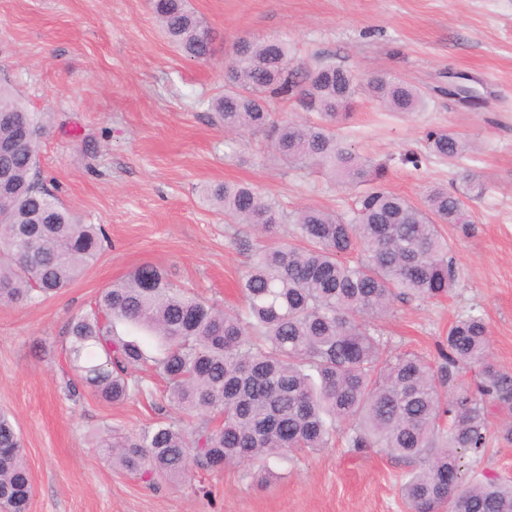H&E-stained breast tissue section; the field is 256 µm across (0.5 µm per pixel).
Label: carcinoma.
<instances>
[{
    "mask_svg": "<svg viewBox=\"0 0 512 512\" xmlns=\"http://www.w3.org/2000/svg\"><path fill=\"white\" fill-rule=\"evenodd\" d=\"M168 42L207 62L216 32L188 0H151ZM391 112L426 107L424 94L395 76L356 78L332 64L303 69L297 48L280 37L245 42L226 65L224 93L211 101L226 132L267 143L295 170L317 171L363 187L349 210L307 205L292 215L248 184L207 190L211 205L261 235L294 225L298 244L258 246L239 288L244 310L221 309L143 265L115 282L90 310L69 319L65 352L74 380L99 400L154 399L142 372L166 381L162 399L197 426L160 418L122 435L97 432L91 443L112 466L144 478L182 483L192 470L258 465L295 450L317 451L348 424L356 451L380 448L409 464L399 492L409 512H512V481H462L466 452L485 454L490 409L512 416V373L490 359L480 314L457 318L440 362L389 355L376 321L398 299L447 297L458 269L443 224L472 223L467 201L484 193L479 174L467 191L427 189L421 203L387 190V165L343 146L336 123L358 91ZM270 98L295 101L316 120H277ZM49 117L32 112L0 85V304L36 305L78 280L100 253L106 231L84 224L44 188L32 144ZM434 154L454 159L467 142L454 132L425 135ZM465 369L473 385L457 384ZM33 485L20 436L0 414V508L28 512Z\"/></svg>",
    "mask_w": 512,
    "mask_h": 512,
    "instance_id": "obj_1",
    "label": "carcinoma"
}]
</instances>
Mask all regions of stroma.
<instances>
[{
    "label": "stroma",
    "instance_id": "stroma-1",
    "mask_svg": "<svg viewBox=\"0 0 512 512\" xmlns=\"http://www.w3.org/2000/svg\"><path fill=\"white\" fill-rule=\"evenodd\" d=\"M220 33L211 62L181 56L163 37L149 0H0V83L51 129L39 144L45 187L109 241L82 278L37 306L0 304V413L18 429L33 482L29 512H407L406 465L379 449L357 452L338 426L332 447L271 459L274 473L230 465L173 485L114 469L90 443L109 428L136 431L158 417L149 401L112 405L67 397L69 319L138 267L161 269L200 298L235 310L237 283L259 241L204 202L205 186L247 183L285 212L307 204L341 210L347 187L273 161L249 136L228 138L207 102L224 90L227 54L240 38L280 36L315 67L333 63L359 79L400 77L428 99L413 115L357 97L336 128L347 147L388 166L385 186L411 201L426 188L455 193L480 173L488 188L470 203L469 229L448 224L459 277L448 299L395 302L379 320L395 353L435 361L458 315L489 324L496 363L512 372V0H191ZM481 94L448 98L449 74ZM461 135L472 151L429 153L427 131ZM417 153L419 166L404 157ZM463 477L512 480V443L465 456Z\"/></svg>",
    "mask_w": 512,
    "mask_h": 512
}]
</instances>
